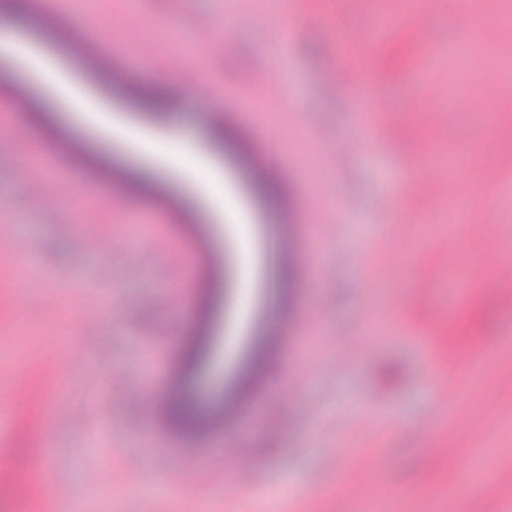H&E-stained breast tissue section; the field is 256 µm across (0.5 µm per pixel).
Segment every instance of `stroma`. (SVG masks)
Returning <instances> with one entry per match:
<instances>
[{"label":"stroma","instance_id":"obj_1","mask_svg":"<svg viewBox=\"0 0 512 512\" xmlns=\"http://www.w3.org/2000/svg\"><path fill=\"white\" fill-rule=\"evenodd\" d=\"M225 0H92L72 12L69 0H24L11 24L28 51L43 56L57 76L46 83L22 58L0 59V87L20 109L0 112V249L29 254V300L21 302L0 339V373L27 367L28 397L14 404L0 386V465L26 480L50 476L55 498L32 499L33 512H178V504L152 490L166 468L178 469L198 512H361L382 500L387 512H502L512 501V298L486 302L512 280V169L496 156H512V98L487 96V69L512 73V17L493 0L495 43L473 55L464 85L456 77L452 45L470 21L462 0H429L433 37L406 26L391 32L377 53L379 81L357 61H342L326 38L322 0H313L299 33L272 65L269 117L277 140L296 163L276 172L286 218L298 222L299 247L320 252L335 273L316 279L297 270L278 322L269 319L264 288V227L269 204L255 191L253 170L264 162L237 113L225 112V95L243 98L259 77L256 63L276 40L258 18L270 0H242L226 13ZM170 22L194 44L208 31L224 40V54L196 49L197 88L182 89L166 73L172 46L155 24ZM122 27V48L100 60L74 57L60 28ZM347 65L345 95L328 88L332 71ZM125 70L123 79L108 71ZM163 86L173 93L164 126L144 110L142 97ZM433 110L418 120L425 91ZM397 114L379 138L362 137L357 101ZM448 128V143L479 153L459 179V209L469 222L462 246L441 250L451 204L413 178L417 160L436 142L433 124ZM149 132L190 147L234 195L230 205L248 217L251 253L242 256L235 226L186 176L161 164L130 141ZM39 140L51 157L35 172L21 146ZM95 168L93 183L61 186L62 164ZM125 208L112 210L113 187ZM52 213H44V198ZM413 209L418 223L394 221L397 205ZM99 207L105 224H87ZM497 209L496 235L481 221ZM335 214L330 224H304L307 210ZM152 211L148 235L129 232L132 216ZM124 236L125 248L105 254L77 251V237ZM381 259L378 282L363 279L367 261ZM166 268L167 282L155 280ZM431 281L430 301L411 295L414 276ZM405 307L395 313L389 290ZM181 302L172 305L168 292ZM420 324L417 345L399 332ZM280 346H270L273 334ZM208 351L204 367L186 371L197 338ZM479 356V364L468 359ZM455 359L454 395L446 412H434L441 358ZM69 364L64 386L46 369ZM126 390L109 396L113 374ZM179 395L199 421L170 424L165 406ZM471 411L467 431L456 428L458 408ZM431 420L434 436L455 448L435 457L432 438L420 433ZM162 425L176 450L149 444L148 428ZM236 448L255 472L240 483L234 462L215 468L216 457ZM486 455L500 498H465L456 491L461 462ZM363 459L355 490L340 477ZM81 488V499L70 498Z\"/></svg>","mask_w":512,"mask_h":512}]
</instances>
